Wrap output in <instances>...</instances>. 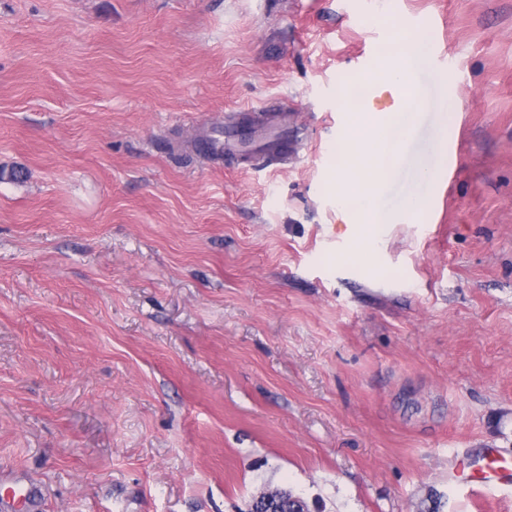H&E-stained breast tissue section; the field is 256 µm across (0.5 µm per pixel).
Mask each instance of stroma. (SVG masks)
<instances>
[{"label":"stroma","mask_w":512,"mask_h":512,"mask_svg":"<svg viewBox=\"0 0 512 512\" xmlns=\"http://www.w3.org/2000/svg\"><path fill=\"white\" fill-rule=\"evenodd\" d=\"M427 34L378 202L457 171L353 251L336 119L358 62ZM294 105L299 157H204ZM512 0H0V499L10 512H512ZM250 131L249 126H239L225 121V129L215 131V135H206L201 143L202 149L213 155L224 156L241 152L242 142ZM478 479L486 484L509 486L512 485V466L495 458L492 454L483 464L473 465ZM276 490L278 489L263 491L254 496L252 499L250 511L254 512L253 507L257 501H259L263 507L267 509H273V512H290V505L294 502L293 497L296 495V493H294L291 489H287L288 495L282 494L278 496Z\"/></svg>","instance_id":"35a3bbf8"}]
</instances>
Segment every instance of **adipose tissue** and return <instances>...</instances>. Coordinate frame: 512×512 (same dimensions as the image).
<instances>
[{"label": "adipose tissue", "instance_id": "ef3b65f1", "mask_svg": "<svg viewBox=\"0 0 512 512\" xmlns=\"http://www.w3.org/2000/svg\"><path fill=\"white\" fill-rule=\"evenodd\" d=\"M425 50L424 39H415L409 48L385 59L378 69V82L393 94L395 107L385 112L356 110L347 117L345 142L351 165L336 178V205L347 222L359 227L353 240L355 247L368 253L378 248L373 225L405 221L425 202L422 196H412L394 214L383 213L378 205L381 184L398 162L413 126L409 75L422 66Z\"/></svg>", "mask_w": 512, "mask_h": 512}]
</instances>
